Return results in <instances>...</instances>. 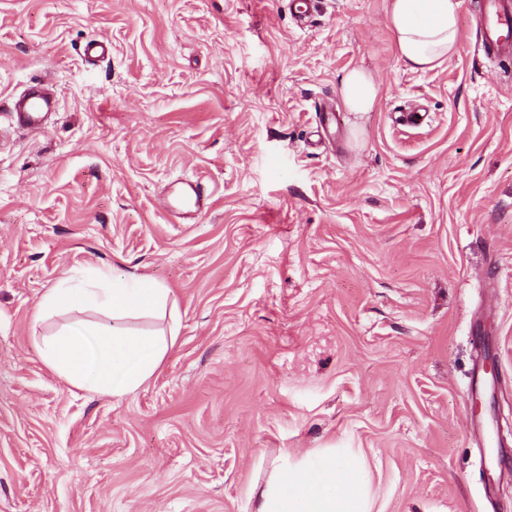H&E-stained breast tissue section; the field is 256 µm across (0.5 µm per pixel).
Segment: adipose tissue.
I'll list each match as a JSON object with an SVG mask.
<instances>
[{
	"instance_id": "obj_1",
	"label": "adipose tissue",
	"mask_w": 512,
	"mask_h": 512,
	"mask_svg": "<svg viewBox=\"0 0 512 512\" xmlns=\"http://www.w3.org/2000/svg\"><path fill=\"white\" fill-rule=\"evenodd\" d=\"M458 0H387L386 17L397 53L412 71L440 66L459 41ZM342 98L352 112L375 105L378 85L361 69L343 80ZM74 271L45 295L44 310L111 312L112 326L76 322L45 338L44 363L70 385L89 392L122 397L138 391L155 374L174 346L175 336L136 333L121 319L165 313L170 288L133 274L116 277L108 288L83 287ZM363 466L329 451L299 459L282 456L257 494L256 512H371Z\"/></svg>"
}]
</instances>
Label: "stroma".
Wrapping results in <instances>:
<instances>
[{"mask_svg":"<svg viewBox=\"0 0 512 512\" xmlns=\"http://www.w3.org/2000/svg\"><path fill=\"white\" fill-rule=\"evenodd\" d=\"M476 0L434 70L386 0H0V512H255L282 453L363 457L377 512H512V66ZM93 38L107 58L83 55ZM353 68L380 87L351 112ZM335 109V139L316 111ZM201 180L188 224L168 188ZM172 291L178 338L116 398L40 344L70 271ZM45 83L35 82L30 91L14 98L9 111L13 125L34 132L44 130L47 113L55 111L58 104L54 96L42 90Z\"/></svg>","mask_w":512,"mask_h":512,"instance_id":"stroma-1","label":"stroma"}]
</instances>
